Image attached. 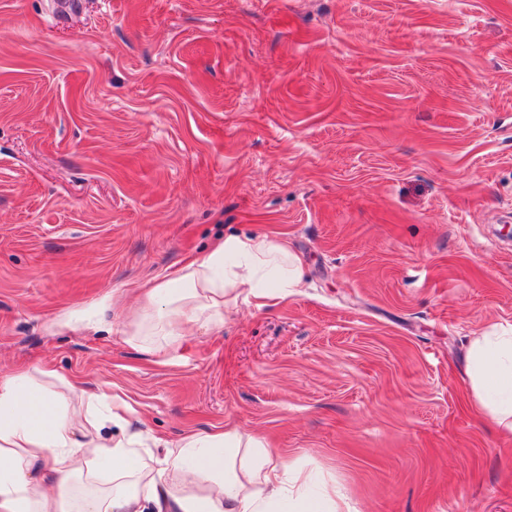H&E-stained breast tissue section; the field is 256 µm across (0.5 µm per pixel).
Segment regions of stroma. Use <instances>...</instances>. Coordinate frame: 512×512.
I'll use <instances>...</instances> for the list:
<instances>
[{"mask_svg": "<svg viewBox=\"0 0 512 512\" xmlns=\"http://www.w3.org/2000/svg\"><path fill=\"white\" fill-rule=\"evenodd\" d=\"M512 0H0V373L236 423L349 512H512L467 393L512 325ZM228 234L303 286L165 359L144 285Z\"/></svg>", "mask_w": 512, "mask_h": 512, "instance_id": "obj_1", "label": "stroma"}]
</instances>
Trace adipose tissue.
Returning <instances> with one entry per match:
<instances>
[{"instance_id":"adipose-tissue-1","label":"adipose tissue","mask_w":512,"mask_h":512,"mask_svg":"<svg viewBox=\"0 0 512 512\" xmlns=\"http://www.w3.org/2000/svg\"><path fill=\"white\" fill-rule=\"evenodd\" d=\"M301 283V260L287 242L226 236L150 285L128 324L130 341L165 353L182 344L187 326H223L240 298L263 306ZM466 374L480 414L512 434L511 325L471 338ZM73 395L0 375V512H317L301 474L248 430L186 436L154 469L135 455L147 435L132 428L123 401Z\"/></svg>"}]
</instances>
